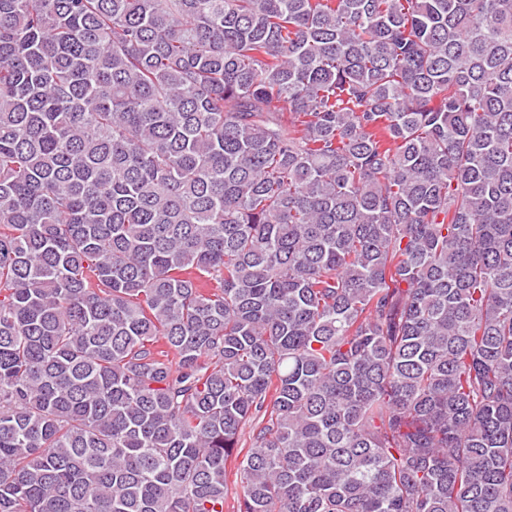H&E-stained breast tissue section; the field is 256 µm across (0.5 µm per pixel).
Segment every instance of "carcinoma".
<instances>
[{"label":"carcinoma","instance_id":"cac0c4a2","mask_svg":"<svg viewBox=\"0 0 512 512\" xmlns=\"http://www.w3.org/2000/svg\"><path fill=\"white\" fill-rule=\"evenodd\" d=\"M245 427L234 512H512V0H0V512Z\"/></svg>","mask_w":512,"mask_h":512}]
</instances>
